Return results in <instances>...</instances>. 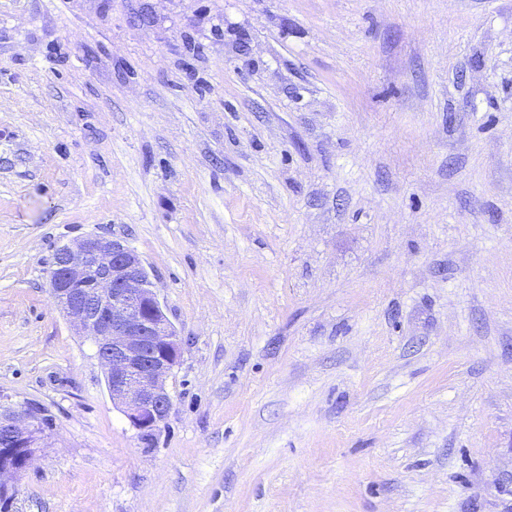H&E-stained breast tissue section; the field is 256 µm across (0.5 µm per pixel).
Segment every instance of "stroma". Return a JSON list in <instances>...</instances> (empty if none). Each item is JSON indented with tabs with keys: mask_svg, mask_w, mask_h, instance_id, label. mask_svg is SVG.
<instances>
[{
	"mask_svg": "<svg viewBox=\"0 0 512 512\" xmlns=\"http://www.w3.org/2000/svg\"><path fill=\"white\" fill-rule=\"evenodd\" d=\"M101 232L148 437L49 293ZM0 394L15 512H512V0H0ZM49 281L54 302L93 341L113 403L139 433L159 430L173 405L165 380L179 363L181 339L139 254L87 235L58 246ZM0 395V496H15L18 482L46 438V426L31 406L5 402ZM5 439L1 443V433Z\"/></svg>",
	"mask_w": 512,
	"mask_h": 512,
	"instance_id": "obj_1",
	"label": "stroma"
}]
</instances>
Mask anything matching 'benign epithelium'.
Wrapping results in <instances>:
<instances>
[{"instance_id": "1", "label": "benign epithelium", "mask_w": 512, "mask_h": 512, "mask_svg": "<svg viewBox=\"0 0 512 512\" xmlns=\"http://www.w3.org/2000/svg\"><path fill=\"white\" fill-rule=\"evenodd\" d=\"M49 288L66 317L93 341L112 402L131 427L141 434L159 430L173 405L165 380L179 363L181 339L136 250L98 234L62 244L51 262ZM0 433V496H14L44 444L46 426L32 407L0 395Z\"/></svg>"}]
</instances>
